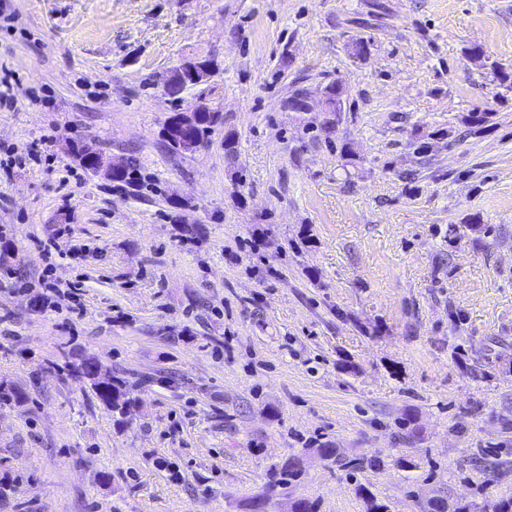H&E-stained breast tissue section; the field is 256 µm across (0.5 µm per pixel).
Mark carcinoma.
Wrapping results in <instances>:
<instances>
[{"label":"carcinoma","mask_w":512,"mask_h":512,"mask_svg":"<svg viewBox=\"0 0 512 512\" xmlns=\"http://www.w3.org/2000/svg\"><path fill=\"white\" fill-rule=\"evenodd\" d=\"M224 122V115L219 109H214L196 130V137L204 141L212 130ZM138 168L136 159L125 158L115 172L112 182L119 185H136ZM69 373L79 377L89 384L94 397L100 405L112 412L117 421L122 422L130 408L136 405V400L130 398L126 378L115 373L92 355H82L65 363ZM303 471L290 461L274 468L270 474V482L274 487H287L300 481Z\"/></svg>","instance_id":"obj_1"}]
</instances>
